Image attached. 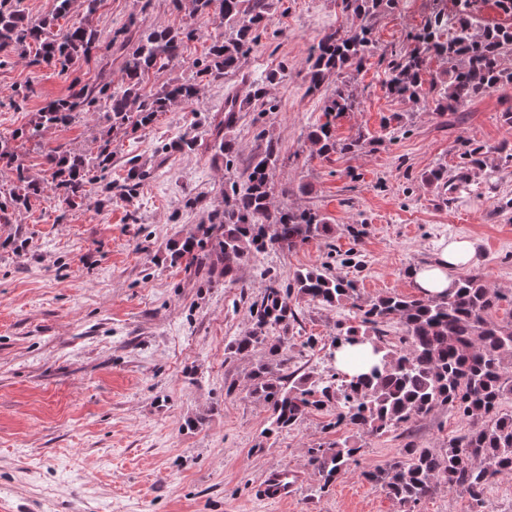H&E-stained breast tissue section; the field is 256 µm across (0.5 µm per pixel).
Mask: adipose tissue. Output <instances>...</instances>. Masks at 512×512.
<instances>
[{
    "instance_id": "adipose-tissue-1",
    "label": "adipose tissue",
    "mask_w": 512,
    "mask_h": 512,
    "mask_svg": "<svg viewBox=\"0 0 512 512\" xmlns=\"http://www.w3.org/2000/svg\"><path fill=\"white\" fill-rule=\"evenodd\" d=\"M474 250L467 240H444L429 262L413 268L411 276L421 298L433 299L444 296L455 284L454 273L467 266Z\"/></svg>"
}]
</instances>
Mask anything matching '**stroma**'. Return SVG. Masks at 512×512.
<instances>
[{
    "instance_id": "1",
    "label": "stroma",
    "mask_w": 512,
    "mask_h": 512,
    "mask_svg": "<svg viewBox=\"0 0 512 512\" xmlns=\"http://www.w3.org/2000/svg\"><path fill=\"white\" fill-rule=\"evenodd\" d=\"M434 9L432 0H394L374 21L373 57L347 71L359 105L337 117L336 136L364 137L361 150L326 159L307 139L325 121L336 85L330 79L309 91L312 47L356 20L338 0H275L270 25L235 72L205 84L198 103L113 136V181L122 182L132 157L147 172L131 194L68 210L50 198L0 214V512H401L362 477L363 468L384 465L410 440L446 448L469 421L442 407L378 437L331 427L325 408L273 433L268 408L246 390L260 352L229 360L224 347L252 327L259 269L288 283L317 268L352 280L368 304L394 292L415 295L411 268L432 259L444 239L473 242L469 268L503 294L497 320H512V167L475 172L452 193L424 180L436 168L454 171L463 142H512V127L500 120L512 108V85L445 114L427 98L402 99L385 86L392 53L406 48ZM127 23L138 31L198 28L189 60L224 31L218 19L196 18L172 0H104L95 24L111 47L116 80L129 45L114 35ZM96 72L93 62L62 73L12 56L0 66V137L27 127L72 81ZM273 72L280 78L270 86ZM28 83L34 95L15 104L14 90ZM257 84L267 85L274 111L250 99ZM232 95L240 107L232 131L239 161L227 169L211 145ZM104 122L102 113H80L47 130L42 148L96 154ZM185 134L196 138L193 150L164 151ZM269 137L284 156L273 205L316 209L334 234L251 258L235 285L218 269L170 264L169 246L223 206L225 181L242 179ZM296 307L293 366L332 373L336 322L349 316L348 306L301 299ZM344 440L359 446L356 463L317 493L308 448ZM283 466L301 470L302 480L288 502L264 501L266 473Z\"/></svg>"
}]
</instances>
